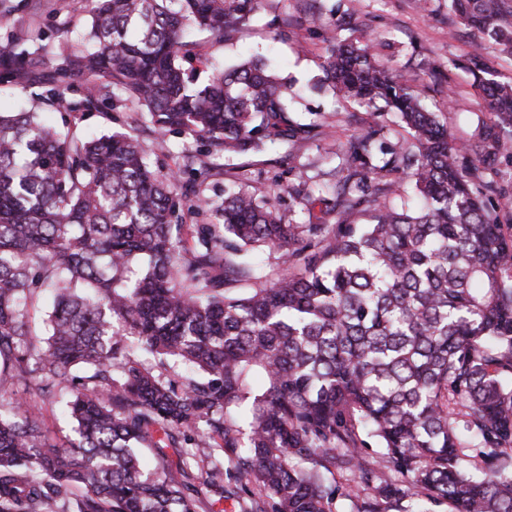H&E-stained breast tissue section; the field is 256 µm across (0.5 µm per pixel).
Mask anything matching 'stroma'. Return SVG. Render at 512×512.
<instances>
[{"label": "stroma", "instance_id": "1", "mask_svg": "<svg viewBox=\"0 0 512 512\" xmlns=\"http://www.w3.org/2000/svg\"><path fill=\"white\" fill-rule=\"evenodd\" d=\"M90 8L89 0H67L63 5L58 0H0V47L26 42L40 59L42 72L52 73L60 37L83 32L91 21ZM329 27L340 37L374 44L385 66L407 84L423 89L426 105L443 113L461 141H475L482 124L492 119L472 86L474 57H481L499 79L512 80V55L462 24L449 0H273L272 9L261 12L231 40L198 33L204 57L199 79L204 82L212 73L241 61L264 58L296 93L294 119L320 123L325 136L241 155H210L189 137L156 133L144 109L123 96L72 110L81 91L62 80L54 98L40 82H28L19 95L0 84V107L8 110L23 104L62 133L80 137L120 127L135 130L156 170L166 173L184 165L200 170L191 194L207 200L210 207L186 215L185 222L210 224L212 208L223 201L226 187L264 191L273 181H293L300 168L311 176L328 171L337 164L349 136L372 128L379 130L383 141H397L394 114L358 107L335 97L327 87L314 90V82L324 76Z\"/></svg>", "mask_w": 512, "mask_h": 512}]
</instances>
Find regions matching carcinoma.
I'll use <instances>...</instances> for the list:
<instances>
[{
	"label": "carcinoma",
	"mask_w": 512,
	"mask_h": 512,
	"mask_svg": "<svg viewBox=\"0 0 512 512\" xmlns=\"http://www.w3.org/2000/svg\"><path fill=\"white\" fill-rule=\"evenodd\" d=\"M265 2L95 0L55 74L80 105L124 95L207 153L320 136L261 60L201 88L184 66L202 62L190 29L230 39ZM506 3L450 7L511 53ZM9 54L1 83L41 75L24 45ZM324 72L407 137L350 136L329 179L293 188L309 224L239 189L221 223L190 227L179 196L201 171L156 174L126 129L68 140L0 111V512H512V233L473 189L498 190L512 83L479 69L494 120L458 144L371 44L331 38ZM399 173L418 206L387 203ZM255 247L278 253L275 279L245 260ZM36 394L64 405L74 438L47 442Z\"/></svg>",
	"instance_id": "1"
}]
</instances>
